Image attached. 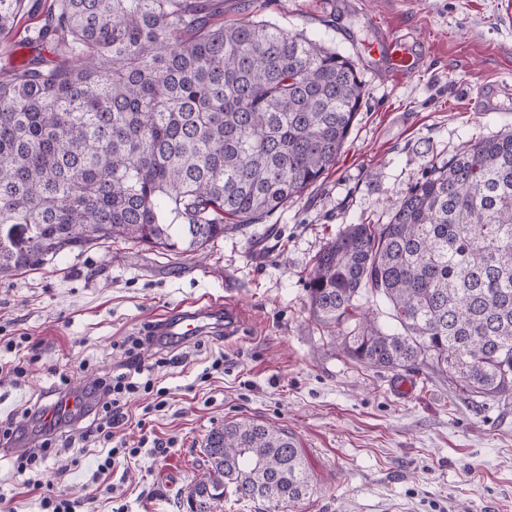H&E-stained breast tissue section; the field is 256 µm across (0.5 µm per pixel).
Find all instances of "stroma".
<instances>
[{"mask_svg": "<svg viewBox=\"0 0 512 512\" xmlns=\"http://www.w3.org/2000/svg\"><path fill=\"white\" fill-rule=\"evenodd\" d=\"M0 68L41 54L30 36L54 0H26ZM512 0H263L259 15L324 40L359 63L366 95L336 166L261 224L225 233L206 258L162 254L121 238L0 277V421L23 420L61 377L72 388L141 365L150 391L127 396L112 430L118 454L96 475L99 450L82 429L59 439L47 465L18 474L0 444V495L12 512H41L27 482L78 500L80 512H187L205 472L211 429L251 418L294 433L314 473L305 512H512V406L468 404L428 369L396 374L349 359L312 317L305 276L348 224L376 220L429 163L465 142L512 130ZM413 40L416 64L394 78L366 53L383 31ZM231 299L244 326L187 345L140 349L160 314Z\"/></svg>", "mask_w": 512, "mask_h": 512, "instance_id": "35a3bbf8", "label": "stroma"}]
</instances>
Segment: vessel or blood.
I'll list each match as a JSON object with an SVG mask.
<instances>
[{"mask_svg":"<svg viewBox=\"0 0 512 512\" xmlns=\"http://www.w3.org/2000/svg\"><path fill=\"white\" fill-rule=\"evenodd\" d=\"M373 49L387 57L393 76L399 77L412 70L413 60L407 44L401 37L380 36ZM215 322L223 324L225 335H236L242 326L239 306L231 302H194L163 314L157 324L156 333L170 341H181L198 335Z\"/></svg>","mask_w":512,"mask_h":512,"instance_id":"1","label":"vessel or blood"}]
</instances>
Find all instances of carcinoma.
Segmentation results:
<instances>
[{
	"instance_id": "carcinoma-1",
	"label": "carcinoma",
	"mask_w": 512,
	"mask_h": 512,
	"mask_svg": "<svg viewBox=\"0 0 512 512\" xmlns=\"http://www.w3.org/2000/svg\"><path fill=\"white\" fill-rule=\"evenodd\" d=\"M224 0H58L53 60L0 77V277L122 238L195 254L260 224L337 163L365 91L321 39ZM25 0H0V38ZM312 316L370 368L424 366L471 403L512 404V130L424 168L374 224H349L306 277ZM382 299L396 329L362 309ZM190 500L294 508L316 490L296 436L213 429Z\"/></svg>"
}]
</instances>
